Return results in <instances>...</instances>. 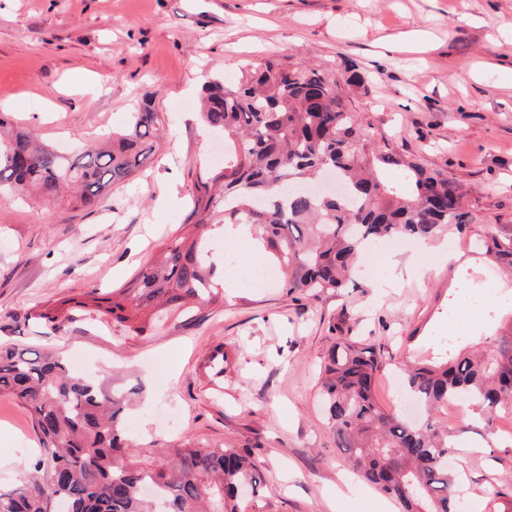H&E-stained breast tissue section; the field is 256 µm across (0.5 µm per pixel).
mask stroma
<instances>
[{"instance_id":"obj_1","label":"stroma","mask_w":512,"mask_h":512,"mask_svg":"<svg viewBox=\"0 0 512 512\" xmlns=\"http://www.w3.org/2000/svg\"><path fill=\"white\" fill-rule=\"evenodd\" d=\"M512 0H0V115L69 155L121 131L141 100L169 135L152 165L107 189L95 211L0 194V344L83 359L95 372L140 378L127 415L136 437L168 446L252 447L269 490L242 512H385L388 497L360 481L324 417L319 373L329 325L381 346L390 362L377 399L416 345L447 335L462 277L488 268L438 241L371 249L356 286L300 306L269 255L216 240L217 268L238 261L259 283L175 312L132 335L92 309L59 329L38 314L94 288L123 287L191 224L194 182L216 158L200 122L203 84L236 81L268 59L356 65L347 104L371 140L459 185L478 232L512 230ZM110 92H101L100 80ZM228 353L221 385L206 362ZM463 446L470 512H512V415L485 427L451 408ZM39 454L28 410L0 396V484ZM345 496H338L341 483Z\"/></svg>"}]
</instances>
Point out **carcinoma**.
Masks as SVG:
<instances>
[{
	"mask_svg": "<svg viewBox=\"0 0 512 512\" xmlns=\"http://www.w3.org/2000/svg\"><path fill=\"white\" fill-rule=\"evenodd\" d=\"M199 116L224 134V166L205 169L194 187V227L215 219L249 224L272 251L283 287L297 302L348 287L374 241L395 237L473 240L480 254L512 273V232L476 237L458 188L437 173L404 160L388 147L362 143L359 115L344 101L336 74L314 64L269 60L236 83L207 84ZM165 134L162 117L145 103L130 113L112 147L67 156L30 130L0 136V191L36 189L97 209L105 188L144 169ZM407 168L396 188L382 171ZM203 235L165 242L124 288L93 289L83 309L128 324L153 307L180 311L218 296L216 268L205 259ZM446 346L440 360L396 366L407 396L435 411L464 400L485 415L512 414V325L486 349L467 355ZM381 348L358 336H337L321 376V392L336 448L361 477L393 499L399 512H466L461 477L448 469L456 453L448 429L431 418L411 421L377 402ZM112 377L82 378L56 354L0 347V396L26 407L42 441L29 473L0 490V512H239L242 493L267 488L249 448H172L164 459L125 427L130 396Z\"/></svg>",
	"mask_w": 512,
	"mask_h": 512,
	"instance_id": "cac0c4a2",
	"label": "carcinoma"
}]
</instances>
